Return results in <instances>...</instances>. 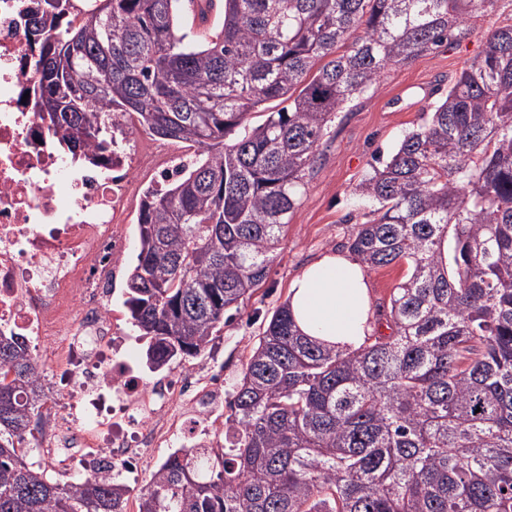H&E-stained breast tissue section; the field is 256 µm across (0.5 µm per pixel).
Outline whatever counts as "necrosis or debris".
Wrapping results in <instances>:
<instances>
[{
	"instance_id": "1",
	"label": "necrosis or debris",
	"mask_w": 512,
	"mask_h": 512,
	"mask_svg": "<svg viewBox=\"0 0 512 512\" xmlns=\"http://www.w3.org/2000/svg\"><path fill=\"white\" fill-rule=\"evenodd\" d=\"M0 0V335L44 347L71 392L53 413L50 463L135 481L144 457L224 444V381L209 370L144 384L112 303L131 249L125 203L140 156L123 121L112 163L76 165L22 98L37 94L23 18Z\"/></svg>"
}]
</instances>
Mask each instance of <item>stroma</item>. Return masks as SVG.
Masks as SVG:
<instances>
[{"label": "stroma", "instance_id": "1", "mask_svg": "<svg viewBox=\"0 0 512 512\" xmlns=\"http://www.w3.org/2000/svg\"><path fill=\"white\" fill-rule=\"evenodd\" d=\"M505 25H512V0H499L494 12L471 19L460 41L434 47L409 65L388 68L377 87L329 123L265 281L239 307L225 312L223 328L199 358L203 364L217 360L225 387L240 378L274 311L286 303L292 281L325 253L347 250L356 225L371 219L374 205L358 199L355 186L377 158L389 156L405 133L424 123L446 95L449 80L482 54L488 32Z\"/></svg>", "mask_w": 512, "mask_h": 512}]
</instances>
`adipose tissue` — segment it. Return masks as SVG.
Returning <instances> with one entry per match:
<instances>
[{"mask_svg": "<svg viewBox=\"0 0 512 512\" xmlns=\"http://www.w3.org/2000/svg\"><path fill=\"white\" fill-rule=\"evenodd\" d=\"M288 308L302 335L343 349L360 347L374 329L365 268L347 253L310 264L292 281Z\"/></svg>", "mask_w": 512, "mask_h": 512, "instance_id": "ef3b65f1", "label": "adipose tissue"}]
</instances>
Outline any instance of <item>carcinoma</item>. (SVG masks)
Instances as JSON below:
<instances>
[{"mask_svg": "<svg viewBox=\"0 0 512 512\" xmlns=\"http://www.w3.org/2000/svg\"><path fill=\"white\" fill-rule=\"evenodd\" d=\"M179 2L26 12L34 111L72 158H111L117 116L199 150L138 217L124 303L152 372L199 357L265 280L332 118L498 0H221L202 40ZM358 192L377 208L350 251L408 265L379 311L390 333L339 350L277 309L229 393L224 447L170 454L138 512H512V26ZM45 403L25 339L0 336V512H125L116 479L59 482L28 460Z\"/></svg>", "mask_w": 512, "mask_h": 512, "instance_id": "carcinoma-1", "label": "carcinoma"}]
</instances>
